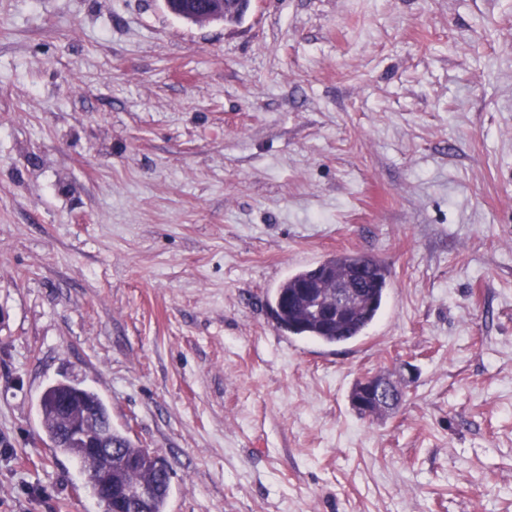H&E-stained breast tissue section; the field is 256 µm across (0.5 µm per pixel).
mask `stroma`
Returning <instances> with one entry per match:
<instances>
[{"label": "stroma", "mask_w": 512, "mask_h": 512, "mask_svg": "<svg viewBox=\"0 0 512 512\" xmlns=\"http://www.w3.org/2000/svg\"><path fill=\"white\" fill-rule=\"evenodd\" d=\"M340 251L391 270L367 335L277 329ZM63 379L166 512H512V0H0V512H103ZM166 9L196 25L227 22L247 13L252 0H163ZM361 381V387L350 404L355 410H363L364 416L374 415L370 411L377 407L380 412L390 409L403 393L400 385L383 376H365ZM66 388L79 390L86 400L97 406L106 423V432L112 440L102 431L101 418L94 406L85 405L77 408L72 403L71 395L61 394L52 402L53 406L68 418L67 424L59 432L60 441L64 442L68 449L61 448L63 444L56 439V429L59 422L48 409V402L56 392ZM39 411L45 433L55 449L77 460H84L89 456H95L98 459L101 469L90 483L94 493L98 494L99 491H102L103 493L108 492L112 496V457L118 455L115 449L118 448L128 458L134 460L133 466L118 474L119 478L127 484L153 479L157 483L158 492L149 510L151 512H165L170 490V473H157L155 470L156 459L152 455L155 452L146 448H135L124 434L112 428L108 409L96 393L68 382H54L43 390L39 399ZM112 442L118 443L123 448H119ZM80 465L88 476L96 472V464L93 460H84ZM154 492L155 487L152 484L139 483L126 487L123 491V497L137 509L136 511H130L132 507L126 506V511L149 512L147 505Z\"/></svg>", "instance_id": "1"}]
</instances>
